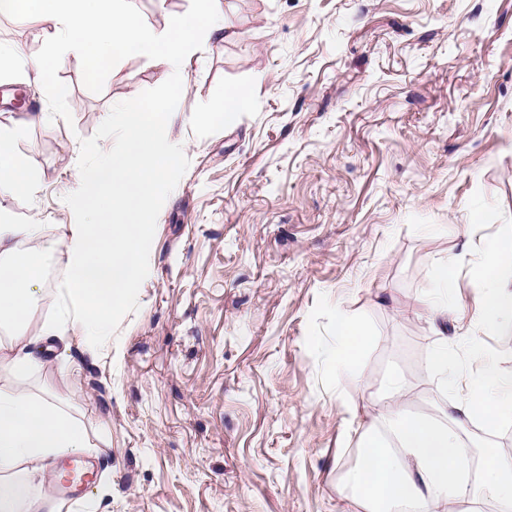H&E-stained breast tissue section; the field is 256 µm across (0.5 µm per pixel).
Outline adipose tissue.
<instances>
[{
  "label": "adipose tissue",
  "mask_w": 512,
  "mask_h": 512,
  "mask_svg": "<svg viewBox=\"0 0 512 512\" xmlns=\"http://www.w3.org/2000/svg\"><path fill=\"white\" fill-rule=\"evenodd\" d=\"M198 2L193 19H172L158 31L145 28L125 0H0V11L33 28L45 16L54 18L53 30L39 33L48 54L30 61L37 82L49 83L55 66L73 52L96 61L115 51L135 52L173 73L171 93L176 96L186 88L178 75L183 59L225 29L217 20L218 0ZM122 113L119 143L83 175L84 192L96 204L91 222L65 225L56 241L49 225L17 224L0 212V325L11 330L8 340H0V512H62L61 503L36 483L50 461L90 448L83 423L62 399L54 393L33 394L24 381L52 357L61 375H69L71 361L57 353L58 340L76 337L84 351L94 353L142 276V252L152 226L138 202L175 164L179 149L168 135L166 101L132 99ZM41 118L35 112L0 128V195L33 190V178L14 145ZM22 243L30 253L25 260L17 252ZM60 248L74 308L44 324L37 335H28V316L46 304L43 260ZM476 273L486 283L478 325L492 332L512 320V235L484 245ZM336 325L337 363L352 362L378 341L366 325L345 314L337 315ZM463 352L481 361L480 373L455 374ZM427 368L449 378L457 398L436 415H411L403 410V378L385 383L389 403L380 418L388 431L361 433V463L349 476L354 494L347 512H402L406 506L414 512H442L449 503L457 505V512H476L482 495L495 499L501 512H512V458L485 445L482 484L473 489L462 477L467 448L457 431L472 422L491 433L512 420V379L498 375L474 340L464 348L440 341Z\"/></svg>",
  "instance_id": "1"
}]
</instances>
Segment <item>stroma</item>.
Masks as SVG:
<instances>
[{"instance_id": "obj_1", "label": "stroma", "mask_w": 512, "mask_h": 512, "mask_svg": "<svg viewBox=\"0 0 512 512\" xmlns=\"http://www.w3.org/2000/svg\"><path fill=\"white\" fill-rule=\"evenodd\" d=\"M144 26L197 0H127ZM227 35L182 65L186 89L134 53L67 56L48 86L0 67V124L42 113L15 148L35 191L0 197L20 223L90 217L81 175L122 132L120 106L169 99L178 163L147 202L144 273L111 339L61 394L88 429L97 475L78 512H343L359 427L386 407L431 414L453 388L431 376L423 305L439 265L463 266L449 341L468 342L484 242L512 234V0H221ZM245 86L226 124L200 109ZM66 259L49 260L50 306ZM377 344L335 364L336 315Z\"/></svg>"}]
</instances>
